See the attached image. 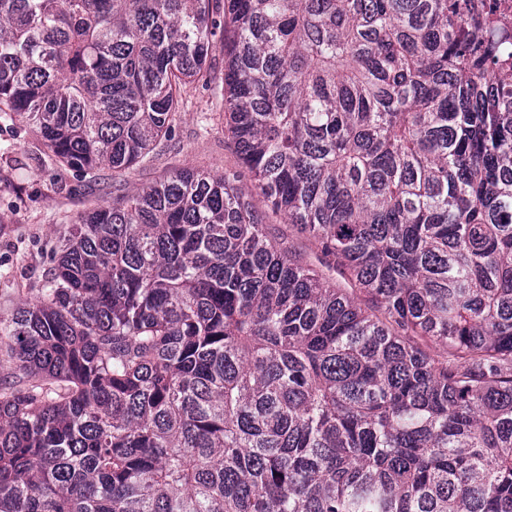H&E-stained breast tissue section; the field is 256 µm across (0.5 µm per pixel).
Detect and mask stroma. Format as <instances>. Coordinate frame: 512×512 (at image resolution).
Instances as JSON below:
<instances>
[{"label":"stroma","instance_id":"stroma-1","mask_svg":"<svg viewBox=\"0 0 512 512\" xmlns=\"http://www.w3.org/2000/svg\"><path fill=\"white\" fill-rule=\"evenodd\" d=\"M172 139L159 142L120 177L125 188L166 179L180 169L223 174L239 167L224 133V105L190 84ZM112 173L92 177L57 165L28 127L0 128V318L35 301L71 223L87 208L111 201Z\"/></svg>","mask_w":512,"mask_h":512}]
</instances>
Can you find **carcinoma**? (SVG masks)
Wrapping results in <instances>:
<instances>
[{
    "mask_svg": "<svg viewBox=\"0 0 512 512\" xmlns=\"http://www.w3.org/2000/svg\"><path fill=\"white\" fill-rule=\"evenodd\" d=\"M219 33L243 172L117 191L0 321V512H512V24L496 0H0V122L119 174ZM244 172L351 288L268 237Z\"/></svg>",
    "mask_w": 512,
    "mask_h": 512,
    "instance_id": "carcinoma-1",
    "label": "carcinoma"
}]
</instances>
